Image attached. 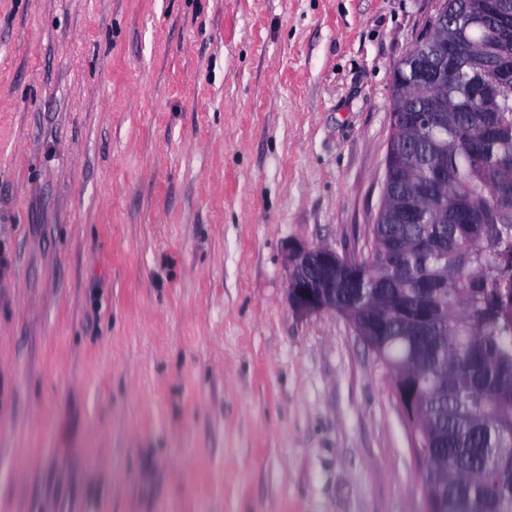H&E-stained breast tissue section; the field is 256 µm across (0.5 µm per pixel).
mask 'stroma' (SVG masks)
Returning a JSON list of instances; mask_svg holds the SVG:
<instances>
[{
  "label": "stroma",
  "mask_w": 512,
  "mask_h": 512,
  "mask_svg": "<svg viewBox=\"0 0 512 512\" xmlns=\"http://www.w3.org/2000/svg\"><path fill=\"white\" fill-rule=\"evenodd\" d=\"M438 0H0V512H426L367 254ZM364 258L324 247H292L288 292L293 307L300 313L331 311L348 319L347 310L336 309V288H353Z\"/></svg>",
  "instance_id": "1"
}]
</instances>
